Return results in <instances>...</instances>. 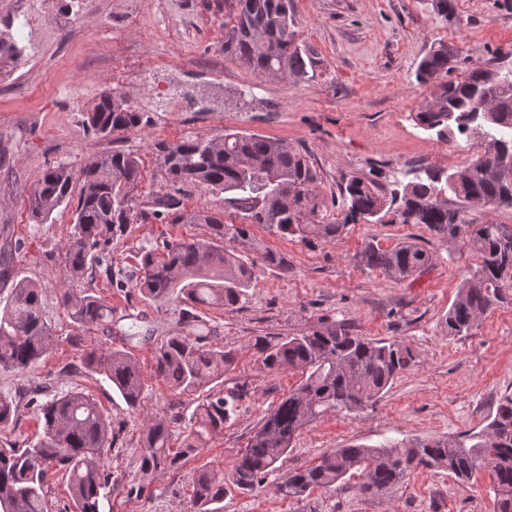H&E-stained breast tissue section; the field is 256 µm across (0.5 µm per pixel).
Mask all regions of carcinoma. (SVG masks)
Wrapping results in <instances>:
<instances>
[{"label": "carcinoma", "mask_w": 512, "mask_h": 512, "mask_svg": "<svg viewBox=\"0 0 512 512\" xmlns=\"http://www.w3.org/2000/svg\"><path fill=\"white\" fill-rule=\"evenodd\" d=\"M232 25L225 26L224 54L267 79L287 81L306 75V61L295 41L290 0H232ZM453 46L439 42L423 58L416 78L428 83L452 72L459 57ZM21 56L16 43L0 38V65ZM417 125L440 141L476 137L481 129L512 151V71L474 70L462 80L438 85V92L416 114ZM142 116L117 94L105 93L86 112V124L98 137L140 127ZM166 190L140 197L141 163L131 151L105 153L79 172L65 166L44 174L28 195L30 218L39 224L53 220L61 207H73L64 263L74 276L103 266L114 240L129 225L153 218L176 223L178 194L194 185L224 195L242 223H224L221 212H203L190 222L207 225L201 239L164 241L138 256L136 280L140 298L148 302L175 301L185 332L168 337L155 351L156 376L169 386L174 402L205 388L224 384V367L234 353L216 347L200 331L197 306L234 307L248 295L255 280V262L228 243L249 239L258 224L275 235H291L304 242L332 239L346 225L372 223L381 213L394 211L401 224H424L430 230L467 241L478 262L470 278L441 318L450 336L472 331L494 306L512 295V226L471 224L467 208H512V172L500 178L486 175L481 156L470 159L456 186L449 173L422 168L414 180L390 192L373 181L353 176L339 187L341 217L332 221L320 213L312 197L316 172L307 157L286 143L234 128L205 139L153 144ZM13 243L0 240V283L11 292L0 308V368L25 371L43 359L52 334L43 311V288L16 279ZM360 263L395 279H406L431 264L419 243L406 240L390 249L368 244ZM61 304L79 332L112 321V307L89 293L61 294ZM253 348L271 370L294 368L303 381L269 410L246 448L229 468L218 471L202 465L193 478L195 512H217L224 493L233 488L249 494L278 469L297 432L324 414L351 412L381 398L414 361L412 351L398 342L362 336L345 324L314 326L275 342L255 338ZM85 369L107 380L129 411L143 409L145 383L137 363L121 349L93 347L83 356ZM240 392L208 395L188 420L181 448L174 452L170 420L151 418L141 437V470L170 471L203 447L207 438L224 432L237 412ZM43 423L37 441L22 445L0 436V512H48V473H64L77 512H101L112 476L101 465L112 451L116 434L112 419L98 402L82 391L58 394L38 406ZM20 406L0 394V433L15 428ZM446 470L468 482L486 472L492 483L496 512H512V394L498 400L496 412L477 433L456 437L412 438L380 446L337 448L320 460L296 469L274 486L284 497L299 499L310 490H336L345 478L360 474V495L373 497L392 490L419 468Z\"/></svg>", "instance_id": "cac0c4a2"}]
</instances>
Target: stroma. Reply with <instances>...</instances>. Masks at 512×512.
Listing matches in <instances>:
<instances>
[{"label": "stroma", "mask_w": 512, "mask_h": 512, "mask_svg": "<svg viewBox=\"0 0 512 512\" xmlns=\"http://www.w3.org/2000/svg\"><path fill=\"white\" fill-rule=\"evenodd\" d=\"M454 4L448 19L437 12L435 0H292L307 74L287 83L261 77L225 55L230 7L224 0H45L44 25L54 24L63 5L81 13L82 25L0 70V142L12 152L9 167L0 168V234L18 243L17 277L43 288L53 348L27 372L0 369V393L36 389L43 402L73 389L95 395L117 436L104 465L119 480L102 512H194V470L230 466L263 416L302 380L296 369H266L252 340L333 322L402 343L414 354L412 368L377 402L350 414H326L302 428L280 469L252 493H227L221 512H494L490 478L483 472L463 483L445 471L420 469L373 498L359 495L351 480L301 500L274 491L292 470L344 446L480 431L500 396L512 393V304L490 310L468 336L446 335L440 325L477 265L463 240L399 223L391 213L310 244L251 226L245 248L256 262V279L248 296L232 309H199L213 343L235 353L224 388L242 391L238 411L184 466L146 473L140 469L144 425L165 416L172 398L154 373V352L183 327L174 303L140 299L135 256L165 240L206 236L207 227L155 220L131 225L112 244V266L123 270L122 282L99 272L73 278L63 261L70 211L37 224L26 205L28 192L49 168L77 171L115 149L139 155L142 193L158 190L162 178L153 141L210 138L228 127L306 152L317 173L314 193L330 216L338 213L344 179L358 176L386 186L413 169L455 168L480 147L461 139L437 141L416 124L417 112L437 90L436 83L417 81L418 65L441 41L461 50L464 62L453 71L455 79L474 70H512V0ZM112 92L141 112L143 122L100 138L87 131L85 114L100 95ZM408 239L432 256L430 266L412 277L396 280L359 261L367 244L388 249ZM266 249L285 254L287 270L261 264ZM66 289L111 305L110 329L92 328L83 344H73L72 324L60 304ZM133 321L140 335L129 340L124 333ZM87 345L123 349L138 362L146 385L141 413H131L111 385L80 370Z\"/></svg>", "instance_id": "35a3bbf8"}]
</instances>
